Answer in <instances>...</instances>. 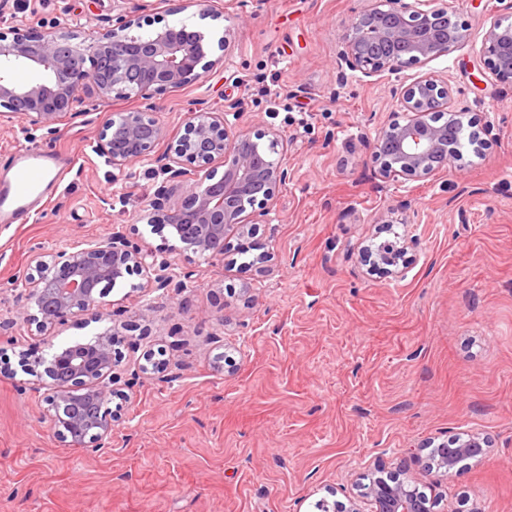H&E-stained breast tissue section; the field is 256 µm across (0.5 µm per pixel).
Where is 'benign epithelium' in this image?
<instances>
[{"label":"benign epithelium","mask_w":512,"mask_h":512,"mask_svg":"<svg viewBox=\"0 0 512 512\" xmlns=\"http://www.w3.org/2000/svg\"><path fill=\"white\" fill-rule=\"evenodd\" d=\"M386 8L367 9L354 17L344 34L339 60L364 77L421 69L409 83L393 88L402 121L382 127L372 154L385 179L428 178L460 155L457 113L442 124L431 114L450 107L448 79L423 70L432 60L459 47L466 39L457 11L446 0H385ZM136 15L121 14L92 39L72 29L11 27L0 31V116L19 118L53 136L65 118H74L86 98L108 99L133 90L150 100L200 81L220 60H210V44L200 30L165 25L143 35ZM491 77L512 83V25L491 21L479 49ZM39 74L20 84L16 69ZM235 104L208 112L188 109L185 133L167 137L165 127L148 112H114L103 122L92 148L125 174L135 162H157L166 174L150 208L140 214L149 224L172 228V248L208 259H225L234 249L227 228L235 225L252 235L266 223L277 189L288 181V168L273 155L288 152L289 141L276 129L251 131L239 124ZM163 153H158L161 143ZM224 168L218 173V168ZM409 244L395 250L362 246L365 260L394 278L402 276L412 258ZM138 275L143 292L178 291L186 284L169 273L168 262L131 242L120 230L89 242L32 252L29 273L15 281L23 302L24 323L45 336L57 326L84 319L98 320L106 298L117 284ZM119 331L108 328L87 342L60 346L45 357L34 345L20 352L29 375L47 378L45 417L56 438L70 448H104L112 442L115 414L112 400L126 394L116 387L120 355L114 341ZM490 453L488 439L463 434L438 445L436 462L425 466L448 474L462 458L477 462ZM433 501L419 482L399 470L365 484L342 506L343 512H433Z\"/></svg>","instance_id":"7a95c632"}]
</instances>
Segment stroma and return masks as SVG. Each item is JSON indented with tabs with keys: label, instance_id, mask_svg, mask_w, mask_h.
I'll use <instances>...</instances> for the list:
<instances>
[{
	"label": "stroma",
	"instance_id": "1",
	"mask_svg": "<svg viewBox=\"0 0 512 512\" xmlns=\"http://www.w3.org/2000/svg\"><path fill=\"white\" fill-rule=\"evenodd\" d=\"M448 2L468 38L427 69L487 125L488 145L396 182L372 144L405 76L361 78L339 62L344 27L382 0H239L234 17L208 0L206 18L188 0H7L4 26L86 38L128 12L146 34L184 22L215 42L237 30L222 65L179 91L87 99L51 139L0 122V158L33 144L73 164L28 223L0 224V320L13 323L0 333V512H316L380 467L420 478L434 512H512V84L484 78L479 53L491 21L512 23V0ZM237 100L243 125L291 141L289 180L247 254L173 250L170 228L139 218L163 180L157 164L119 175L91 144L109 112H153L176 137L190 103L220 112ZM116 225L187 281L167 295L119 284L100 321L52 331L59 347L138 326L120 346L127 399L112 445L93 452L65 447L42 420L47 387L19 364L35 339L8 282L33 249ZM407 236L414 261L399 280L369 272L355 249ZM149 350L164 378L137 372ZM461 433L489 440L488 461L424 476V442Z\"/></svg>",
	"mask_w": 512,
	"mask_h": 512
}]
</instances>
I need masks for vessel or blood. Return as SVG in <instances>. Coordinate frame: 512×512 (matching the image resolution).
I'll return each mask as SVG.
<instances>
[{
  "label": "vessel or blood",
  "instance_id": "vessel-or-blood-1",
  "mask_svg": "<svg viewBox=\"0 0 512 512\" xmlns=\"http://www.w3.org/2000/svg\"><path fill=\"white\" fill-rule=\"evenodd\" d=\"M69 169V161L37 147L11 153L0 162V223H27L57 191Z\"/></svg>",
  "mask_w": 512,
  "mask_h": 512
}]
</instances>
